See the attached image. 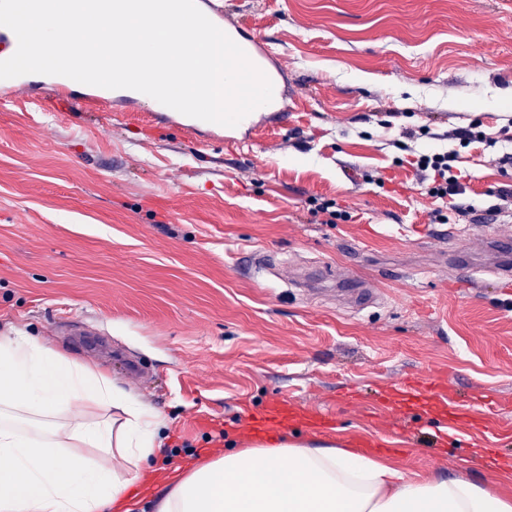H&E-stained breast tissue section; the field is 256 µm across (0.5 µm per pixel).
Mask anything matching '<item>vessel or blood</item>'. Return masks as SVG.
<instances>
[{
	"label": "vessel or blood",
	"mask_w": 512,
	"mask_h": 512,
	"mask_svg": "<svg viewBox=\"0 0 512 512\" xmlns=\"http://www.w3.org/2000/svg\"><path fill=\"white\" fill-rule=\"evenodd\" d=\"M196 4L269 78L273 86V99L246 115L233 127L189 117L164 105L151 112L148 119L153 123L177 126L199 143L224 141L240 149L250 147L252 134L257 127L278 122L288 110V93L282 82L278 56L267 40L257 35L243 21L232 17L223 0H196ZM44 87L52 93V104L68 111L94 112L110 108L116 112H137L141 109V93L130 89L111 90L84 85L57 75L51 76ZM397 390L403 400L411 402L412 406H428L440 412L455 425V437L466 438L475 433L485 438L496 439L500 436L492 419L495 409L493 401L477 399L469 405H461L447 381L420 376L406 378ZM247 423L254 432L287 423L302 424L314 429L331 425L325 413L316 409H302L282 400L274 401L262 416L248 415Z\"/></svg>",
	"instance_id": "obj_1"
}]
</instances>
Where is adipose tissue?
<instances>
[{
	"instance_id": "ef3b65f1",
	"label": "adipose tissue",
	"mask_w": 512,
	"mask_h": 512,
	"mask_svg": "<svg viewBox=\"0 0 512 512\" xmlns=\"http://www.w3.org/2000/svg\"><path fill=\"white\" fill-rule=\"evenodd\" d=\"M163 426L112 375L0 336V512H129ZM155 512H512V494L279 439L176 471Z\"/></svg>"
}]
</instances>
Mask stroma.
Segmentation results:
<instances>
[{
    "instance_id": "obj_1",
    "label": "stroma",
    "mask_w": 512,
    "mask_h": 512,
    "mask_svg": "<svg viewBox=\"0 0 512 512\" xmlns=\"http://www.w3.org/2000/svg\"><path fill=\"white\" fill-rule=\"evenodd\" d=\"M231 2L302 101L250 149L57 112L22 89L0 104V336L37 337L162 415L133 512H154L174 468L253 439L247 414L277 398L335 420L326 434L288 427L295 441L381 438L406 470L512 493V406L495 415L500 442L444 447L436 414L375 405L410 375L512 398V292L494 281L491 244L512 240L499 207L512 191V0ZM461 127L485 142L461 146ZM446 150L466 187L457 212L411 164ZM459 250L482 287H451ZM65 319L110 349L85 352Z\"/></svg>"
}]
</instances>
